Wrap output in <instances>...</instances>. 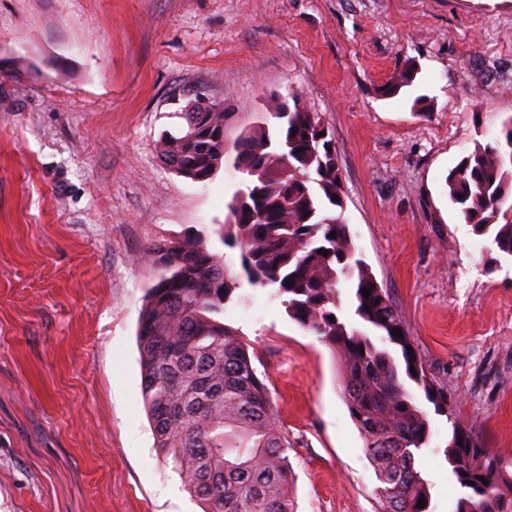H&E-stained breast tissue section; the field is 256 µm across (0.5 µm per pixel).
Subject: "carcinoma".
<instances>
[{
  "instance_id": "cac0c4a2",
  "label": "carcinoma",
  "mask_w": 512,
  "mask_h": 512,
  "mask_svg": "<svg viewBox=\"0 0 512 512\" xmlns=\"http://www.w3.org/2000/svg\"><path fill=\"white\" fill-rule=\"evenodd\" d=\"M414 81L411 68L383 90L394 95ZM200 106L202 122L158 142V157L177 175L204 182L225 159L228 112ZM321 117L301 98L290 111L274 100L261 121L237 139L233 168L249 169L244 188L228 203L221 244L240 249L252 287L275 289L288 317L318 336L339 363L350 415L365 443L385 512H430L428 481L416 467L428 447L430 422L407 390L410 380L435 413L448 415V389L427 374L387 291L356 250L343 217L340 168ZM448 199L478 236H489L512 257V118L500 135L478 143L446 177ZM339 200H333V197ZM505 222H499V218ZM336 233L331 238L329 234ZM160 263L138 323L142 396L159 449L205 512H296L289 492L288 437L273 412L268 387L248 346L224 325V307L241 278L224 253L210 247L205 228L176 238ZM294 282L289 287L287 283ZM350 285L358 319L369 335L341 319L340 283ZM371 290L369 297L361 293ZM401 330L402 337L392 335ZM462 489L454 512H512V457L489 447L476 428L451 425L444 448ZM426 506L418 507L419 500Z\"/></svg>"
}]
</instances>
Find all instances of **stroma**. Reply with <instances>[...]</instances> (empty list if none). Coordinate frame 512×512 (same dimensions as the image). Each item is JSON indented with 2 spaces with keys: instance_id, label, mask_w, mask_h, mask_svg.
<instances>
[{
  "instance_id": "obj_1",
  "label": "stroma",
  "mask_w": 512,
  "mask_h": 512,
  "mask_svg": "<svg viewBox=\"0 0 512 512\" xmlns=\"http://www.w3.org/2000/svg\"><path fill=\"white\" fill-rule=\"evenodd\" d=\"M199 90L231 139L292 91L320 115L356 255L448 390L417 468L454 512L452 424L512 455V258L445 183L512 118V0H0V512L205 508L154 446L136 337L140 255L223 223L243 186L157 156ZM239 293L224 323L288 435L296 512H382L334 353L271 289Z\"/></svg>"
}]
</instances>
